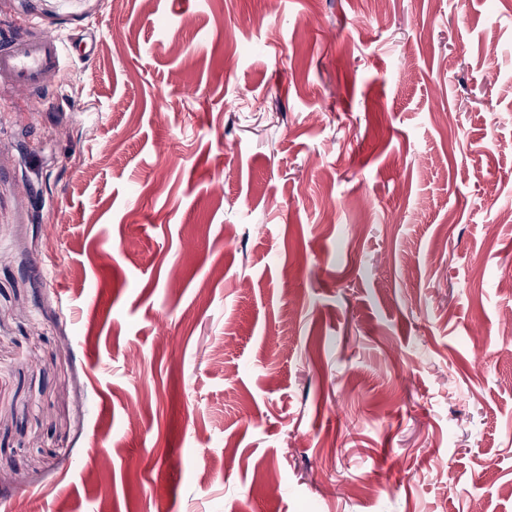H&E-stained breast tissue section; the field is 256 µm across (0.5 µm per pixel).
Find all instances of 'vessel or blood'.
<instances>
[{
  "mask_svg": "<svg viewBox=\"0 0 512 512\" xmlns=\"http://www.w3.org/2000/svg\"><path fill=\"white\" fill-rule=\"evenodd\" d=\"M21 35L0 42V93L24 88L42 92V76L61 68L66 55L84 49V42L65 39L29 20L21 23Z\"/></svg>",
  "mask_w": 512,
  "mask_h": 512,
  "instance_id": "b4317fda",
  "label": "vessel or blood"
}]
</instances>
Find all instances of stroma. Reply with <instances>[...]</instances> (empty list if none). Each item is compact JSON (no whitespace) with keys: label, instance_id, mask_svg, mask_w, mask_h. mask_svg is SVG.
<instances>
[{"label":"stroma","instance_id":"obj_1","mask_svg":"<svg viewBox=\"0 0 512 512\" xmlns=\"http://www.w3.org/2000/svg\"><path fill=\"white\" fill-rule=\"evenodd\" d=\"M26 19L94 52L0 99V500L512 512V0Z\"/></svg>","mask_w":512,"mask_h":512}]
</instances>
